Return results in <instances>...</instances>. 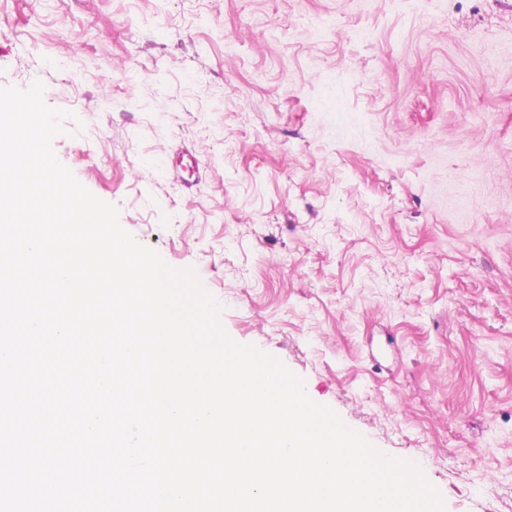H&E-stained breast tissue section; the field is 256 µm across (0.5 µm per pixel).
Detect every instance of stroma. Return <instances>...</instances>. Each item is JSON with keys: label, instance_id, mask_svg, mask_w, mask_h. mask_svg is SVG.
Returning a JSON list of instances; mask_svg holds the SVG:
<instances>
[{"label": "stroma", "instance_id": "35a3bbf8", "mask_svg": "<svg viewBox=\"0 0 512 512\" xmlns=\"http://www.w3.org/2000/svg\"><path fill=\"white\" fill-rule=\"evenodd\" d=\"M0 87L236 343L445 512H512V0H0Z\"/></svg>", "mask_w": 512, "mask_h": 512}]
</instances>
